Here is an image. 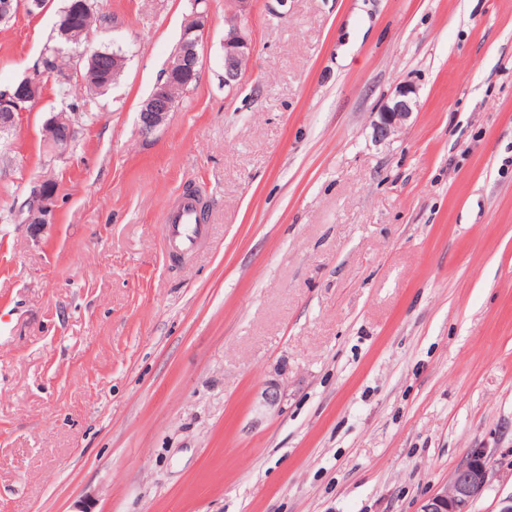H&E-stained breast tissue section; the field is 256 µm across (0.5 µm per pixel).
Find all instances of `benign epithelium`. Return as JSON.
<instances>
[{
    "mask_svg": "<svg viewBox=\"0 0 512 512\" xmlns=\"http://www.w3.org/2000/svg\"><path fill=\"white\" fill-rule=\"evenodd\" d=\"M238 9L224 26V86L233 88L243 75L242 62L251 54L252 44L249 27L246 23L245 6L248 0H237ZM32 12L44 8V0H0V20H9L20 8ZM195 24L183 30V36L176 52L167 64L166 71L194 77L198 74L200 57L199 38H190L193 33L205 31L209 24L208 15L197 12ZM413 89L403 86L398 89L390 102L384 104L378 118L372 124V137L375 142L386 141L413 112ZM175 108V98L170 86L158 83L145 100L139 112V126L142 134L149 135L162 126ZM19 111L0 99V136L10 132L16 125ZM61 115L55 113L47 123L57 127L56 138L47 142L46 149L53 157H61L71 148V131L74 126H59ZM55 206V191L46 181L36 187V202L29 212L21 213L22 223L41 228L47 224ZM489 472L486 453L482 448L473 449L453 472L449 484L441 492L428 498L421 512H471L472 506L488 487Z\"/></svg>",
    "mask_w": 512,
    "mask_h": 512,
    "instance_id": "benign-epithelium-1",
    "label": "benign epithelium"
}]
</instances>
